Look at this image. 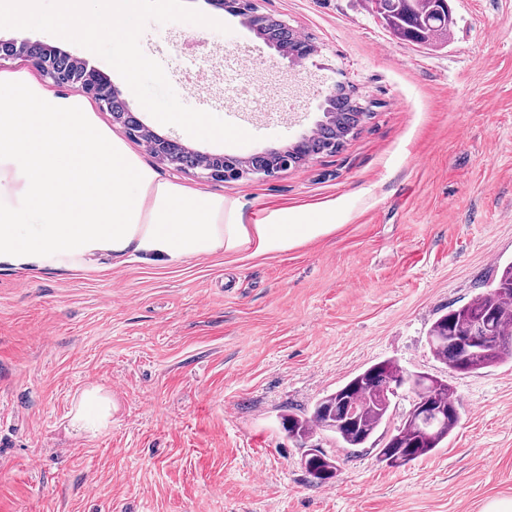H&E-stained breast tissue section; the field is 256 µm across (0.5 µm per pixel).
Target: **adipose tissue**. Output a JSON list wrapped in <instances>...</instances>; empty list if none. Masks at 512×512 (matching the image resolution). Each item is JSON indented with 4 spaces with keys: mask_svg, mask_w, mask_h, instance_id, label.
<instances>
[{
    "mask_svg": "<svg viewBox=\"0 0 512 512\" xmlns=\"http://www.w3.org/2000/svg\"><path fill=\"white\" fill-rule=\"evenodd\" d=\"M315 224H228L224 199L159 180L81 99L0 75V260L72 268L102 251L179 262L256 245L274 250Z\"/></svg>",
    "mask_w": 512,
    "mask_h": 512,
    "instance_id": "obj_1",
    "label": "adipose tissue"
}]
</instances>
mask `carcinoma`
<instances>
[{"instance_id":"1","label":"carcinoma","mask_w":512,"mask_h":512,"mask_svg":"<svg viewBox=\"0 0 512 512\" xmlns=\"http://www.w3.org/2000/svg\"><path fill=\"white\" fill-rule=\"evenodd\" d=\"M370 13L379 18L394 38L429 49L446 43L455 24L450 0H366ZM332 116L324 133L307 139L293 149L299 163L322 153H336L348 137L369 116L357 101L341 88L329 105ZM495 296L481 294L471 301L439 316L428 330L434 357L457 373H473L506 361H512V262L495 279ZM473 333L491 337L492 344L478 355L455 352L451 340ZM407 374L397 362L384 360L359 372L336 391L319 399L310 415L282 417L288 437L304 445L319 432L335 435L342 448H362L375 435L382 437L380 459L390 467L400 466L431 454L442 447L458 424V403L448 381L427 373L415 372L421 383L418 400L439 410L430 420L412 403L401 424L392 432L384 430L395 408V395L389 386ZM349 400L350 415L336 411V404ZM304 465L320 483H328L338 471L336 459L320 448L305 455Z\"/></svg>"}]
</instances>
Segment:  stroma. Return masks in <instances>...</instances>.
Wrapping results in <instances>:
<instances>
[{
	"mask_svg": "<svg viewBox=\"0 0 512 512\" xmlns=\"http://www.w3.org/2000/svg\"><path fill=\"white\" fill-rule=\"evenodd\" d=\"M149 22L143 52L180 101L254 116L256 140H197L154 119L103 58L95 66L157 134L212 154L284 149L345 86L370 113L339 152L224 182L156 161L109 113L97 119L160 179L220 195L228 224H325L273 251L173 263L109 253L74 269L0 263V512H483L512 499V362L460 374L431 324L488 291L512 261V0H453L445 46L393 38L364 0H255L312 43L282 59L240 17ZM391 359L448 380L447 444L400 467L376 445L312 443L337 460L318 483L282 427L366 367ZM96 390L106 424L77 414Z\"/></svg>",
	"mask_w": 512,
	"mask_h": 512,
	"instance_id": "1",
	"label": "stroma"
}]
</instances>
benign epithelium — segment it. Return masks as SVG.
Wrapping results in <instances>:
<instances>
[{"label":"benign epithelium","instance_id":"7a95c632","mask_svg":"<svg viewBox=\"0 0 512 512\" xmlns=\"http://www.w3.org/2000/svg\"><path fill=\"white\" fill-rule=\"evenodd\" d=\"M208 3L242 17L249 27L262 33L265 41L275 47L283 58H289L288 47L281 45L275 36L271 35L281 21L258 13L252 0H208ZM2 60L27 62L39 73L48 87L57 91L79 89L100 111L109 113L113 122L127 126L131 113L126 103L108 79L87 61L67 53H52L41 43L19 37L0 38V61ZM131 136L142 141L160 163L178 171L186 172L191 169L195 174L215 181H222L227 177L224 173L226 157L222 155L189 149L176 139L158 135L141 122L131 129ZM184 156L194 159L195 164L192 168L188 169L182 164L181 159Z\"/></svg>","mask_w":512,"mask_h":512}]
</instances>
